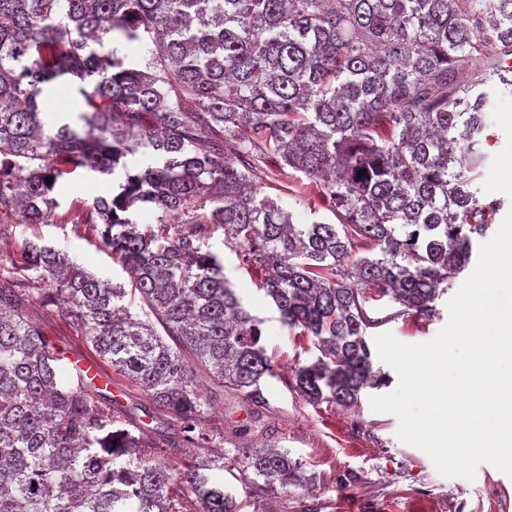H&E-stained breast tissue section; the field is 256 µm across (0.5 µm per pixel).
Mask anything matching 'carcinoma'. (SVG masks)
<instances>
[{
    "label": "carcinoma",
    "instance_id": "carcinoma-1",
    "mask_svg": "<svg viewBox=\"0 0 512 512\" xmlns=\"http://www.w3.org/2000/svg\"><path fill=\"white\" fill-rule=\"evenodd\" d=\"M490 0H0V216L48 224L52 193L81 169L112 178L84 204L133 272L155 321L122 286L28 241L38 288L0 283V512H236L224 481L165 459L205 448L206 376L264 402L277 375L263 320L203 249L215 229L289 329L320 352L294 370L313 403L349 406L380 381L366 330L368 288L429 317L472 261L490 91L512 86V12ZM148 45L140 69L118 45ZM485 56L474 73L461 63ZM68 81L87 111L53 131L45 92ZM300 172L338 223L295 224L261 175ZM53 181L46 182L47 178ZM162 212L158 232L131 218ZM188 224L185 233L179 225ZM61 309L100 361L146 391L155 456L114 427L92 381L71 374L32 298ZM163 332H158L156 326ZM270 487L303 481L268 445L239 456Z\"/></svg>",
    "mask_w": 512,
    "mask_h": 512
}]
</instances>
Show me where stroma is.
<instances>
[{
  "label": "stroma",
  "instance_id": "1",
  "mask_svg": "<svg viewBox=\"0 0 512 512\" xmlns=\"http://www.w3.org/2000/svg\"><path fill=\"white\" fill-rule=\"evenodd\" d=\"M487 124L488 160L477 184L485 197L504 203L503 211L490 218L489 230L494 233L512 208V180L505 177L512 165V87L497 93ZM111 188L110 178L78 171L63 176L56 186L59 206L53 223H0V279L30 282L19 251L24 242L40 240L97 276L131 288L130 273L104 246L99 225L78 221L84 203ZM262 188L281 199L295 223L334 220L329 205L321 202L315 184L304 174L280 173L264 181ZM207 244L252 314L263 319L262 342L277 371L276 377L262 381L260 404L230 389L211 384L205 388L211 402L207 446L224 457L219 476L234 495L238 512H512V477L488 463L478 466L471 481L441 476L425 452L398 439L395 416L372 411L371 397L392 392L398 383L395 370L383 361L374 360L373 368L385 375V386L363 389L354 406L307 403L290 382L295 367L316 359L311 340L281 325L254 269L241 264L236 249L225 243L223 230H216ZM447 302V296L440 297L433 316L414 318L397 315L396 305L387 299L369 296L366 309L377 324L366 336L389 332L406 344L430 341L448 320ZM30 312L67 359L93 356L89 340L56 308L35 302ZM111 379L102 390L101 408L112 411L123 427L150 432L153 423L142 412L148 403L145 391L120 374ZM252 443L287 451L289 458L300 462L305 482L262 489L246 480L227 451Z\"/></svg>",
  "mask_w": 512,
  "mask_h": 512
}]
</instances>
